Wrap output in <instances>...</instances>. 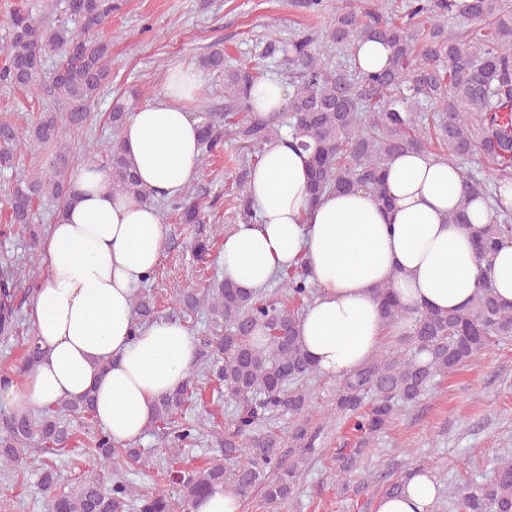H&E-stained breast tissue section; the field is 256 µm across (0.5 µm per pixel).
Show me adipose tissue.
Segmentation results:
<instances>
[{
	"label": "adipose tissue",
	"mask_w": 512,
	"mask_h": 512,
	"mask_svg": "<svg viewBox=\"0 0 512 512\" xmlns=\"http://www.w3.org/2000/svg\"><path fill=\"white\" fill-rule=\"evenodd\" d=\"M189 67L171 73L161 92L139 106L122 144L147 200L112 192V169L82 161L69 175V197L40 246L44 278L32 298L40 357L20 383L0 388V405L25 413L86 392L99 426L118 446L140 440L162 396L185 386L198 360L186 324L156 317L139 326L132 298L157 267L166 227L153 198L192 184L200 166L198 124L184 102L200 93ZM288 88L276 75L254 83L250 104L262 118L285 109ZM308 156L286 141L266 145L249 176L254 224L236 225L223 243L224 275L265 288L279 269L304 259L317 296L300 324L315 371L341 379L367 362L389 328L376 290L388 286L409 309H457L483 285L512 303V242L481 258L467 226L454 217L464 194L459 170L445 159L407 153L387 165L389 205L358 189L310 201ZM434 481L412 470L398 496L376 512H432Z\"/></svg>",
	"instance_id": "obj_1"
}]
</instances>
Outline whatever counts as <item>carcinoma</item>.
Masks as SVG:
<instances>
[{
    "label": "carcinoma",
    "mask_w": 512,
    "mask_h": 512,
    "mask_svg": "<svg viewBox=\"0 0 512 512\" xmlns=\"http://www.w3.org/2000/svg\"><path fill=\"white\" fill-rule=\"evenodd\" d=\"M65 17L38 18L19 0L8 12L0 36V86L31 100L52 97L61 112H42L27 127L0 122V177L11 189L1 234L33 223L36 208L46 200L63 201L67 192L71 146L61 140L60 126L81 130L91 121L94 106L111 78V43L95 36L118 9L116 0H52L51 10ZM470 24L450 28L447 21ZM375 40L390 49L386 65L365 72L356 63L335 69L324 62L332 51H349ZM282 57L291 92L286 115L267 121L253 115L249 91L259 80L257 65L224 67V47L213 44L200 58L202 68L224 77V114H209L200 123L202 154L233 141L240 150L262 148L284 129L310 155L309 190L326 192L366 189L381 203L389 202L384 171L389 161L408 151L443 157L459 168L465 196L455 220L467 223L473 196L494 197V184L467 168L475 155L512 179V3L509 0H360L358 6L336 10L324 30L302 32L286 41L270 36L259 58ZM57 58L54 72L46 61ZM130 117L123 97L113 99L108 121L110 139L87 146L83 159H101L112 168V191L141 199L150 197L126 158L121 131ZM54 146L47 170L11 178L17 150L24 140ZM249 169L237 177L236 217L256 219L248 195ZM184 224H202L194 190L167 201ZM480 255L493 254L512 241V210L496 213L481 227L469 226ZM221 228L196 233L194 251L204 263ZM286 300H271L226 278L205 288L177 290L185 307L208 315L211 335L200 341L198 375L214 381L224 398L235 404L224 417V433L213 432L224 454L206 466L178 470L179 492L142 493L123 467L140 459L131 446H116L104 432L92 433L100 469L84 475L74 493L59 488L50 458L64 451L73 437L69 416L94 419L92 395L62 401L52 408L0 418V471L8 472L29 459L40 465L37 490L47 512H190L194 502L216 487L237 497L255 488L275 507L292 495L295 472L316 453L325 429L340 420L352 423L363 438L385 432L395 414L417 402L437 377H446L476 362L492 341L512 338V305L500 301L495 289L481 288L457 310L415 308L397 303L386 286L377 289L383 319L398 322L413 314L414 327L402 347L369 359L340 380L335 404L318 427L308 410L313 392L308 381L315 370L299 341L305 308L317 295L304 266L277 274ZM35 284L25 285V266L6 260L0 266V336L19 335L17 317ZM153 298L137 293L133 318L144 325L155 318ZM262 330L258 341L256 330ZM40 352L27 337L26 355L15 371L0 374L8 385L16 375L31 372ZM186 390L161 398L154 428L166 451L177 458L185 447L208 432V424L182 423L177 415L187 401ZM293 418L288 433L270 427L277 415ZM449 512H512V458L497 462L483 482L468 481L448 492Z\"/></svg>",
    "instance_id": "carcinoma-1"
}]
</instances>
